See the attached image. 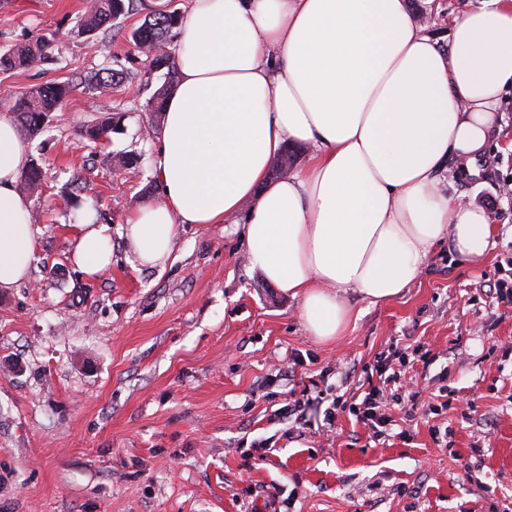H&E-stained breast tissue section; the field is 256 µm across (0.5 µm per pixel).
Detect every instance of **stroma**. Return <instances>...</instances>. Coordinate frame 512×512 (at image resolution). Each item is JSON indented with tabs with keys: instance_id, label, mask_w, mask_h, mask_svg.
<instances>
[{
	"instance_id": "1",
	"label": "stroma",
	"mask_w": 512,
	"mask_h": 512,
	"mask_svg": "<svg viewBox=\"0 0 512 512\" xmlns=\"http://www.w3.org/2000/svg\"><path fill=\"white\" fill-rule=\"evenodd\" d=\"M89 3L0 0V54L50 44L48 61L0 68V115L43 84L74 87L26 141L42 171L38 261L0 290V512H512V302L496 293L512 287V93L478 176L448 187L491 213L488 256L435 247L398 297L347 294L349 328L323 342L299 299L250 266L240 225H184L164 269L132 264L126 219L160 197L161 129L145 110L160 81L131 37L147 16L140 0L92 34L79 26ZM480 3L408 0L443 45L440 15ZM106 69L131 80L97 88ZM108 112L117 130L85 139ZM127 154L136 165L114 176ZM83 210L112 236V265L96 275L72 261ZM400 350L423 407L448 408L392 406L381 440L347 406L378 357ZM304 396V415L279 419Z\"/></svg>"
}]
</instances>
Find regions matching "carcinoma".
<instances>
[{
    "label": "carcinoma",
    "instance_id": "carcinoma-1",
    "mask_svg": "<svg viewBox=\"0 0 512 512\" xmlns=\"http://www.w3.org/2000/svg\"><path fill=\"white\" fill-rule=\"evenodd\" d=\"M126 11L125 0H91L86 13L80 19L81 29L86 33H94L123 15ZM179 15L176 12L154 15L146 20L132 33V39L137 45L154 49L151 59V70L164 72L165 80L147 101V111L156 120H161L167 96L174 87L175 68L170 55L162 51L163 41L173 27L178 24ZM48 44L28 42L17 46L14 50L0 56V67L5 69L28 67L34 61L48 59ZM129 80V73L109 70L99 76L98 85L104 88L121 86ZM72 86L66 82H51L38 87L36 90L23 94L15 104L21 129L29 136L40 134L44 125L42 118L51 117L67 101ZM118 122L109 116L100 122L87 127L85 136L96 143L106 137L109 132L116 130Z\"/></svg>",
    "mask_w": 512,
    "mask_h": 512
}]
</instances>
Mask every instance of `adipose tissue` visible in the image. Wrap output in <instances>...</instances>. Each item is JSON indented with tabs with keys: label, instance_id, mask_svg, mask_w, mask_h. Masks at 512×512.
<instances>
[{
	"label": "adipose tissue",
	"instance_id": "1",
	"mask_svg": "<svg viewBox=\"0 0 512 512\" xmlns=\"http://www.w3.org/2000/svg\"><path fill=\"white\" fill-rule=\"evenodd\" d=\"M177 81L152 167L160 198L124 228L136 262L162 267L183 224L244 215L252 268L299 298L310 335H342L343 297L400 295L433 247L485 259L494 226L448 195L450 161L478 173L501 97L512 87V0L454 16L448 48L407 0H187ZM305 163L271 172L288 144ZM28 152L0 116V290L27 278L36 253L31 200L17 182ZM72 259L112 263L105 225L83 214Z\"/></svg>",
	"mask_w": 512,
	"mask_h": 512
}]
</instances>
